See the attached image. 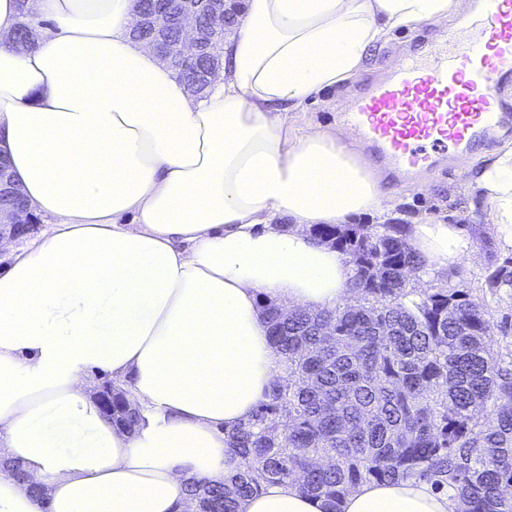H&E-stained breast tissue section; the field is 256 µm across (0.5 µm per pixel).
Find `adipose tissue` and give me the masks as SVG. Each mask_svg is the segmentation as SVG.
I'll return each mask as SVG.
<instances>
[{"instance_id": "obj_1", "label": "adipose tissue", "mask_w": 512, "mask_h": 512, "mask_svg": "<svg viewBox=\"0 0 512 512\" xmlns=\"http://www.w3.org/2000/svg\"><path fill=\"white\" fill-rule=\"evenodd\" d=\"M452 0H244L204 95L129 35L134 0H29L50 20L33 48L0 0V146L32 211L54 223L0 269V512H179L190 479L232 474L224 433L285 369L261 299L322 310L349 269L307 229L370 210L379 184L343 138L289 137L286 116L356 80L394 31L448 18ZM512 250V147L464 170ZM432 269L473 257L466 230L408 227ZM129 388L128 432L89 395ZM424 483L372 482L341 512H456ZM241 512H322L292 483Z\"/></svg>"}]
</instances>
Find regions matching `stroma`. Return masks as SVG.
Here are the masks:
<instances>
[{
    "mask_svg": "<svg viewBox=\"0 0 512 512\" xmlns=\"http://www.w3.org/2000/svg\"><path fill=\"white\" fill-rule=\"evenodd\" d=\"M347 85L339 84L322 92L314 102L304 109L289 113L288 135L298 138L318 132L337 134L339 122L337 111ZM492 156L484 150L466 160L464 166H451L441 172L423 174L419 183L407 186L386 178L380 179L382 192L392 206L391 223L407 224L412 220L440 219L463 226L476 246L473 260L459 262V274L451 278L444 273H428L419 278L424 288H463L471 297L488 309L495 319L512 318V290L490 293L484 286V275L488 266L502 263L506 251L498 245L496 228L491 221L488 204L478 197L466 184L462 167L476 169Z\"/></svg>",
    "mask_w": 512,
    "mask_h": 512,
    "instance_id": "35a3bbf8",
    "label": "stroma"
}]
</instances>
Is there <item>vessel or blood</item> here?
I'll list each match as a JSON object with an SVG mask.
<instances>
[{"mask_svg":"<svg viewBox=\"0 0 512 512\" xmlns=\"http://www.w3.org/2000/svg\"><path fill=\"white\" fill-rule=\"evenodd\" d=\"M510 83L512 0H471L452 32L381 67L339 118L388 176L413 182L512 137Z\"/></svg>","mask_w":512,"mask_h":512,"instance_id":"b4317fda","label":"vessel or blood"}]
</instances>
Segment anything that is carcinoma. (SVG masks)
Listing matches in <instances>:
<instances>
[{"instance_id":"carcinoma-1","label":"carcinoma","mask_w":512,"mask_h":512,"mask_svg":"<svg viewBox=\"0 0 512 512\" xmlns=\"http://www.w3.org/2000/svg\"><path fill=\"white\" fill-rule=\"evenodd\" d=\"M203 28L216 0H184ZM45 21L28 12L15 39L31 45ZM224 30L191 61L223 58ZM307 233L350 266V301L331 310L261 312L286 369L250 418L224 440L241 459L222 481L187 482L182 512H240L267 483L291 482L341 512L370 482L415 481L452 491L458 512H512V350L494 321L460 288H417L425 269L405 224H313ZM484 287L512 288V260L488 268ZM138 410L112 384V423L133 429Z\"/></svg>"}]
</instances>
